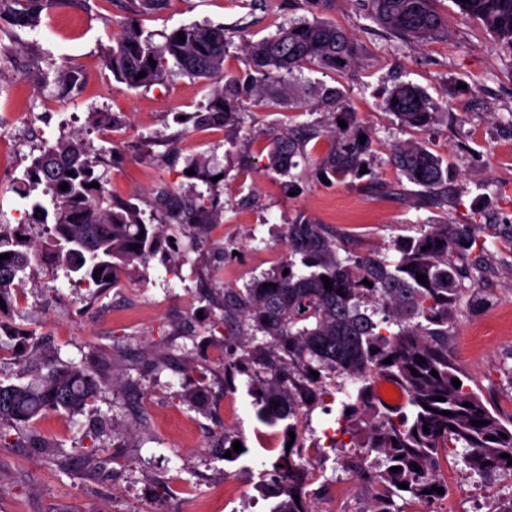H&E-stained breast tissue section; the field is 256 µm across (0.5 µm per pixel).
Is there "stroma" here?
<instances>
[{
	"mask_svg": "<svg viewBox=\"0 0 512 512\" xmlns=\"http://www.w3.org/2000/svg\"><path fill=\"white\" fill-rule=\"evenodd\" d=\"M447 28L416 41L375 22L366 0H166L142 26L152 34L188 24L221 25L232 42L225 70L249 68L244 39L257 40L299 19L318 18L341 27L359 52L344 79V103L370 138L369 173L339 182L323 179L317 163L295 171L288 193L277 174L242 173L239 159L257 154L265 133L287 124L327 126L330 116L314 104L273 110L248 103L242 128L198 129L179 125L177 114L197 112L210 88L205 80L176 72L151 88L115 80L103 55L120 31L125 0H55L36 29L0 19V224L35 223L20 178L44 143L73 135L109 156L97 173L113 202L147 208L160 183L189 189L184 167L142 160L134 150L144 137L173 140L183 158L203 154L224 173L221 223L201 237L171 225L164 244L145 266L123 273V285L103 293L51 279L34 268L19 303L0 316V382L27 383L45 361L101 367L105 394L77 414L51 411L30 423L11 448L0 447V512H191L196 498H211L212 512H270L273 499L261 485L281 453L283 424L256 417L248 377L236 373L224 385L232 348L249 335L222 320L225 287H240L277 267L288 250L280 233L297 217L330 227L343 249L394 257L393 244L418 235L427 223L512 224V48L463 16L455 0H437ZM75 81L61 89L60 68ZM410 82L433 99L447 101L440 121L422 138L448 163V203L427 205L418 186L391 163L394 144L410 129L385 111L394 85ZM98 112L121 117L117 127L95 124ZM486 271L464 280L448 323V353L489 408L512 417V251L483 233ZM27 353L8 356L16 333ZM323 401L304 407L305 446L323 445L337 428L347 393L357 383L336 374L324 378ZM203 397L204 411L191 405ZM142 402L143 411L133 409ZM240 442L246 452L227 461L211 436ZM327 451L311 460L310 499L315 512H367L370 492L354 483L343 457ZM450 494L426 506L397 500L399 512H504L512 505V474L490 479L472 472L462 456L441 465ZM237 496L225 499V487Z\"/></svg>",
	"mask_w": 512,
	"mask_h": 512,
	"instance_id": "stroma-1",
	"label": "stroma"
}]
</instances>
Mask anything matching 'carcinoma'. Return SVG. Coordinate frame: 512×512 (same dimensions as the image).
<instances>
[{
	"label": "carcinoma",
	"instance_id": "carcinoma-1",
	"mask_svg": "<svg viewBox=\"0 0 512 512\" xmlns=\"http://www.w3.org/2000/svg\"><path fill=\"white\" fill-rule=\"evenodd\" d=\"M20 9L17 22L33 29L41 12L54 0H13ZM435 0H370L372 18L410 39L422 40L445 26ZM462 14L494 34L512 48V0H456ZM164 0H129V16L106 50L104 62L112 75L128 87L149 88L161 82L169 65L213 85L205 111L196 113L195 123L219 122L237 126L245 101L263 102L269 108H301L305 105L293 87L294 71L316 65L338 74L350 70L356 46L344 30L324 21H303L281 27L269 37L245 40L251 70L245 75L224 71V53L231 43L222 25H183L159 43L145 33L140 17L163 8ZM185 40H179V33ZM153 58L156 64L149 63ZM145 72L141 79L140 72ZM318 104L333 116L326 132L282 126L266 141L264 169L288 178L284 187H294L292 170L309 158L308 144L327 139L328 150L319 162L323 174L337 180L360 176L363 156L370 142H361L363 129L356 113L344 107L338 86L323 84L315 89ZM386 108L410 130L424 132L434 124L441 105L412 83L394 87ZM344 121L347 127L339 126ZM392 161L408 182L437 194L448 183V166L431 152L425 141L409 139L393 146ZM100 156L78 138L61 139L44 148L25 169L21 182L34 189L45 185L47 204L36 201L33 212L52 215L45 242L27 237L25 225L0 224V314L10 310L24 292L27 270L49 259V276L58 270L101 290L121 283V273L143 264L158 244L159 223L182 224L196 233L209 224L221 223L224 205L220 200V175L203 156L188 162L193 178L205 185L180 191L162 184L156 189L149 218L134 203L103 206L104 189L90 188L100 182L96 167ZM74 175L69 176L67 172ZM68 183V190L60 188ZM494 224H432L419 237L394 243L397 258L376 253L339 254L336 238L324 225L300 220L287 225L283 238L288 258L276 268L253 278L242 288L224 289V322L245 324L269 340L251 344L247 359L262 368L266 378L248 382L256 416L264 424L287 422L285 431L298 432V410L307 402L320 400V378L312 372L343 373L360 383L354 401L342 404L339 432L355 434V425L366 415L378 420L362 431L359 447L382 456L384 468L364 463L355 468L356 477L372 490L366 512H393L394 498L410 496L417 502L434 504L448 497V483L439 476L440 459L459 448L464 462L474 472L492 478L511 472L512 464L501 457L512 456V418L503 419L490 409L460 379L448 355V320L460 298L463 270L455 258L477 244V232ZM140 248L134 249L132 245ZM288 274H283L284 270ZM98 278H93L96 271ZM426 276V283L417 276ZM330 278L332 289L322 277ZM371 285H366L363 280ZM268 287H263V284ZM426 362L417 363L420 358ZM391 359L385 364L383 360ZM46 373L27 384L0 382V423L25 426L46 413L63 409L80 411L107 388L100 371L69 363L45 364ZM417 374H411V370ZM438 376L431 375V371ZM391 377L407 398L406 409L386 412L374 401L373 383ZM444 400L436 401L434 397ZM473 404L468 408L463 403ZM450 415L445 416L443 412ZM483 422L475 427L471 421ZM430 429L424 433L423 427ZM297 443L282 450L273 467L271 495L279 498L272 512H313L307 505L305 466ZM421 470H415L413 464ZM399 471L394 472L392 468ZM408 488L402 489L400 485ZM443 488L439 494L432 487ZM431 493L425 494L423 490ZM299 499H294V496Z\"/></svg>",
	"mask_w": 512,
	"mask_h": 512
}]
</instances>
